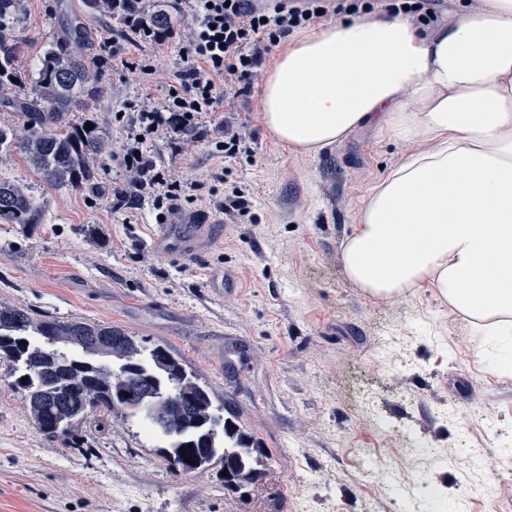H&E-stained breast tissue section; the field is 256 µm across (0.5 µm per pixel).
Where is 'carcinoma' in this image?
Wrapping results in <instances>:
<instances>
[{"mask_svg":"<svg viewBox=\"0 0 512 512\" xmlns=\"http://www.w3.org/2000/svg\"><path fill=\"white\" fill-rule=\"evenodd\" d=\"M90 3L110 14L141 15L154 37L170 29L167 12L147 14L143 0ZM24 11L25 0H0V104L26 117L19 130L0 127V149L21 152L51 185L79 187L93 179L95 164L109 154L97 128L65 121L67 113L84 108L102 91L103 75L92 56L94 35L82 16L60 10L61 34L25 90L20 41L12 30ZM0 220L38 223L39 210L23 184L0 180ZM0 357L14 364L13 386L26 392L27 410L45 435L74 439L91 412H117L147 423L169 448L166 458L177 470L185 456L195 460L191 472L220 462L232 473L224 479L231 490L261 475L259 449L251 438L223 415L208 387L165 345L147 347L125 330L103 324L35 319L0 303Z\"/></svg>","mask_w":512,"mask_h":512,"instance_id":"cac0c4a2","label":"carcinoma"}]
</instances>
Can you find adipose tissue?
Listing matches in <instances>:
<instances>
[{"mask_svg": "<svg viewBox=\"0 0 512 512\" xmlns=\"http://www.w3.org/2000/svg\"><path fill=\"white\" fill-rule=\"evenodd\" d=\"M263 124L314 155L376 124L417 144L375 183L342 249L376 298L429 286L497 347L512 374V0L427 33L357 15L298 36L261 86Z\"/></svg>", "mask_w": 512, "mask_h": 512, "instance_id": "obj_1", "label": "adipose tissue"}]
</instances>
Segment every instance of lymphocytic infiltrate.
<instances>
[{
  "instance_id": "lymphocytic-infiltrate-1",
  "label": "lymphocytic infiltrate",
  "mask_w": 512,
  "mask_h": 512,
  "mask_svg": "<svg viewBox=\"0 0 512 512\" xmlns=\"http://www.w3.org/2000/svg\"><path fill=\"white\" fill-rule=\"evenodd\" d=\"M192 20L193 35L180 50V67L164 100L131 113L128 128L138 139L123 151V164L142 197L153 200L156 209L188 197L193 184L172 179L142 141L166 130L172 144H179L183 131L192 129L215 153L228 159L252 156L254 150L225 121L223 135L202 128L199 119L213 111L230 85H243L265 62L273 47L294 30L305 28L331 15H357L382 11L406 13L419 25L437 24L441 15L437 0H303L301 5L263 7L255 0H179Z\"/></svg>"
}]
</instances>
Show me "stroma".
I'll list each match as a JSON object with an SVG mask.
<instances>
[{
    "mask_svg": "<svg viewBox=\"0 0 512 512\" xmlns=\"http://www.w3.org/2000/svg\"><path fill=\"white\" fill-rule=\"evenodd\" d=\"M96 37L103 91L70 121L94 124L112 153L91 183H46L17 152L0 151V179L25 184L41 207L37 224L0 221V302L34 317L109 324L146 346H168L261 448L262 476L225 489L222 465L174 470L139 426L114 413L91 415L70 439L38 431L26 394L13 388L0 358V512H399L422 486L439 489L447 512H512V376H494L478 354L460 359L457 342L476 346L467 320L427 288L373 298L345 277L341 250L358 207L410 143L364 126L315 155L295 153L262 121L263 73L235 102L254 157L227 161L185 135L146 148L179 180L199 185L176 201L172 224L215 219L214 233L180 258L146 243L150 200L114 210L112 189L127 183L121 163L128 128L117 113L142 106L141 75L114 62L152 65L164 98L189 26L185 10L162 0L172 35L132 33L122 18L68 0ZM56 0H26L16 35L19 64L37 76L56 39ZM249 186L250 216L224 223L215 202L234 183ZM224 273L212 296L209 273ZM249 348L244 372L224 368L229 340ZM416 453H406L407 444ZM155 480L139 482L143 468Z\"/></svg>",
    "mask_w": 512,
    "mask_h": 512,
    "instance_id": "stroma-1",
    "label": "stroma"
}]
</instances>
